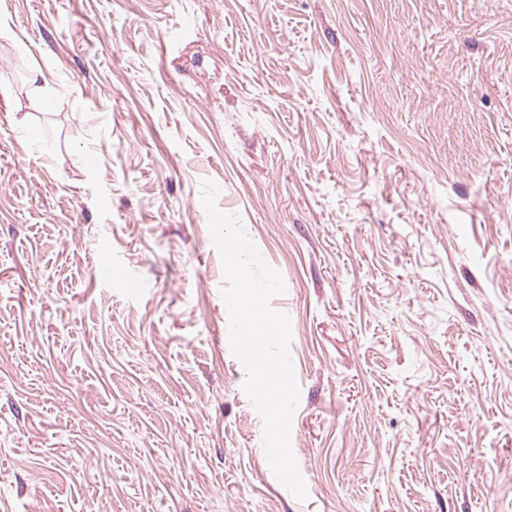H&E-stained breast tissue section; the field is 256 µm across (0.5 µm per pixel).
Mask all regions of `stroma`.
<instances>
[{
	"mask_svg": "<svg viewBox=\"0 0 512 512\" xmlns=\"http://www.w3.org/2000/svg\"><path fill=\"white\" fill-rule=\"evenodd\" d=\"M0 15V512H512V0ZM205 179L286 285L303 501Z\"/></svg>",
	"mask_w": 512,
	"mask_h": 512,
	"instance_id": "obj_1",
	"label": "stroma"
}]
</instances>
